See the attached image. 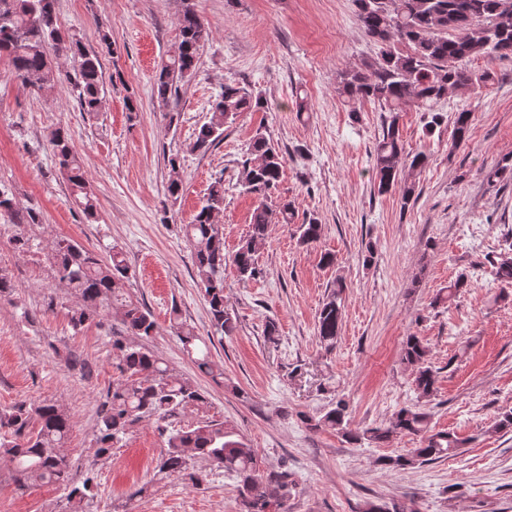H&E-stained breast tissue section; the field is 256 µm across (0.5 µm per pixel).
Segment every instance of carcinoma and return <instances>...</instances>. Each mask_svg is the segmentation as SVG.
I'll list each match as a JSON object with an SVG mask.
<instances>
[{"instance_id": "cac0c4a2", "label": "carcinoma", "mask_w": 512, "mask_h": 512, "mask_svg": "<svg viewBox=\"0 0 512 512\" xmlns=\"http://www.w3.org/2000/svg\"><path fill=\"white\" fill-rule=\"evenodd\" d=\"M355 14L364 35L376 48V56L336 72V93L347 103L369 101L378 104L381 133L373 151L372 174L377 192L385 194L400 185L403 205L416 201V186L400 178L403 171L424 169L429 154L405 153L401 112L410 102L424 108V134L432 137L446 116L439 105L451 89L481 86L493 79L490 70L476 73L468 63L478 57L489 61L512 58V0H353ZM209 32L189 0L179 17V42L154 82V97L162 108V119L172 127L176 112L170 104L178 98L179 82L194 74L200 51ZM64 56L73 73L65 76L53 65L50 54ZM0 57L8 59L14 79L34 95L67 81L81 109L102 108L103 71L98 56L87 51L77 36L62 30L55 12V0H0ZM264 101L247 87L226 83L211 104L208 122L195 132L193 152L205 154L224 135V125L243 112H257ZM472 113L454 115L452 144L470 137ZM59 170L67 176L71 194L85 220L98 221L97 199L81 170V163L67 130L56 129L47 145ZM250 158L242 164L240 182L253 195L247 238L228 257L224 253V232L217 217L224 209V179H215L207 198L186 225L196 268V283L208 305L210 335L202 337L182 319L177 306L171 307L170 324L183 351L193 357L198 369L213 380L224 379V369L211 359L209 343L224 339L237 325L224 306V266L232 262L241 279L257 275L255 253L267 238L272 224H291L292 203L273 206L271 192L283 167L280 153L264 132L250 141ZM490 184L512 180V163H497L485 171ZM0 220L6 224L31 225L42 221L40 211L20 208L14 198L0 190ZM298 241H318L322 225L314 218L298 225ZM55 277L76 298L69 323L75 330L95 323L103 325L104 312L117 310L120 328L112 332V353L120 374L118 383L101 393L94 430L95 456L108 459L120 436L143 421L156 425L164 437L159 472L201 485L208 473L194 468L199 460L237 479L241 512H288L294 483L286 469L262 470L252 448L231 439L224 422L205 420L180 428L173 423L188 413L204 411L208 397L189 380L173 373L162 357L145 341L156 334L151 310L142 302L125 298L122 288L130 278V266L118 246L100 253L68 238L55 241L47 253ZM498 280L512 284V257L493 261ZM344 283L336 280L319 318L318 333L326 347L333 346L342 318ZM142 340L133 344L128 337ZM402 363L412 371L420 398L430 399L436 390L437 373L429 362V350L417 336L406 338ZM346 405L339 400L318 418L310 417L311 428L327 427L342 433L348 441L384 443L397 435H416L421 446L406 455L388 456L381 465L392 471H407L419 465L461 453L466 440L448 431L429 432L430 414L420 405L395 412L385 427L360 432L348 428ZM70 433V417L55 401H21L0 410V458L12 468L17 489L30 484H52L66 491L70 512H89L94 501V477L73 480L72 464L64 451Z\"/></svg>"}]
</instances>
